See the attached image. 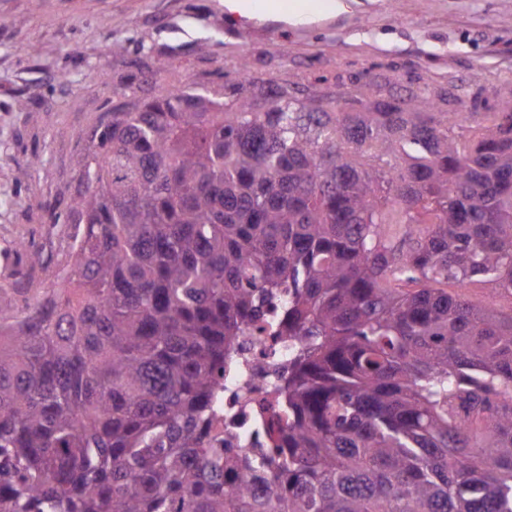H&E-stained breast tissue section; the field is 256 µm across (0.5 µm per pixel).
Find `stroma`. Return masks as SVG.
<instances>
[{
	"label": "stroma",
	"mask_w": 512,
	"mask_h": 512,
	"mask_svg": "<svg viewBox=\"0 0 512 512\" xmlns=\"http://www.w3.org/2000/svg\"><path fill=\"white\" fill-rule=\"evenodd\" d=\"M225 0H0V288L54 280L68 259V202L81 152L124 92L223 87L247 56L252 75L325 78L350 92L369 75L398 92L512 89V0H344L291 23L238 24ZM39 262H31L30 252ZM449 293L512 314V293L475 278Z\"/></svg>",
	"instance_id": "35a3bbf8"
}]
</instances>
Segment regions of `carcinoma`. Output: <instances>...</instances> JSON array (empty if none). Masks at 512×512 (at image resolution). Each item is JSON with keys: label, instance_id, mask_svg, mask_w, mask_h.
Masks as SVG:
<instances>
[{"label": "carcinoma", "instance_id": "1", "mask_svg": "<svg viewBox=\"0 0 512 512\" xmlns=\"http://www.w3.org/2000/svg\"><path fill=\"white\" fill-rule=\"evenodd\" d=\"M291 85L243 55L106 114L63 275L0 289V512H512V315L440 287L512 292V94L466 138L473 98ZM249 322L306 343L228 489L208 427Z\"/></svg>", "mask_w": 512, "mask_h": 512}]
</instances>
